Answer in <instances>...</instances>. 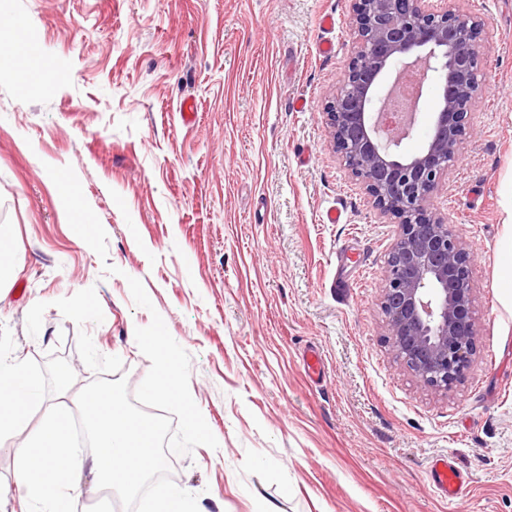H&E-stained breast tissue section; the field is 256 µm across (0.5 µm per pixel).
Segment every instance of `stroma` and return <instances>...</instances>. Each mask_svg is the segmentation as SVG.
<instances>
[{
    "instance_id": "stroma-1",
    "label": "stroma",
    "mask_w": 512,
    "mask_h": 512,
    "mask_svg": "<svg viewBox=\"0 0 512 512\" xmlns=\"http://www.w3.org/2000/svg\"><path fill=\"white\" fill-rule=\"evenodd\" d=\"M457 5L487 25V82L431 196L473 255L477 361L448 395L385 340L397 227L329 145L323 104L354 53L352 0H0V53L15 57L0 72V225L20 266L0 294V356L25 358L48 400L62 368L76 393L99 377L133 391L150 368L135 330L160 314L219 443L168 457L203 512H512V306L498 280L512 0ZM49 164L73 167L106 257L73 237ZM312 348L319 380L303 366ZM443 454L471 480L453 505L428 481Z\"/></svg>"
}]
</instances>
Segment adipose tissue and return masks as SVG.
Listing matches in <instances>:
<instances>
[{
	"mask_svg": "<svg viewBox=\"0 0 512 512\" xmlns=\"http://www.w3.org/2000/svg\"><path fill=\"white\" fill-rule=\"evenodd\" d=\"M68 373L57 376L59 400L45 401L39 376L14 357L0 358V437L16 436L18 512H78L75 479L107 481L134 490L164 465L156 451L158 425L131 418L111 393L99 391L67 402ZM82 417L91 452L77 448L72 423Z\"/></svg>",
	"mask_w": 512,
	"mask_h": 512,
	"instance_id": "adipose-tissue-1",
	"label": "adipose tissue"
}]
</instances>
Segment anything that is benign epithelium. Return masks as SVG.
<instances>
[{"label": "benign epithelium", "mask_w": 512, "mask_h": 512, "mask_svg": "<svg viewBox=\"0 0 512 512\" xmlns=\"http://www.w3.org/2000/svg\"><path fill=\"white\" fill-rule=\"evenodd\" d=\"M357 46L324 105L331 145L372 207L397 225L381 278L387 342L420 383L446 394L476 362L472 258L452 225L432 215L430 193L467 143L465 118L481 91L486 23L453 0H352ZM437 73L432 134L402 152L414 120L397 125L389 101L405 69Z\"/></svg>", "instance_id": "benign-epithelium-1"}]
</instances>
